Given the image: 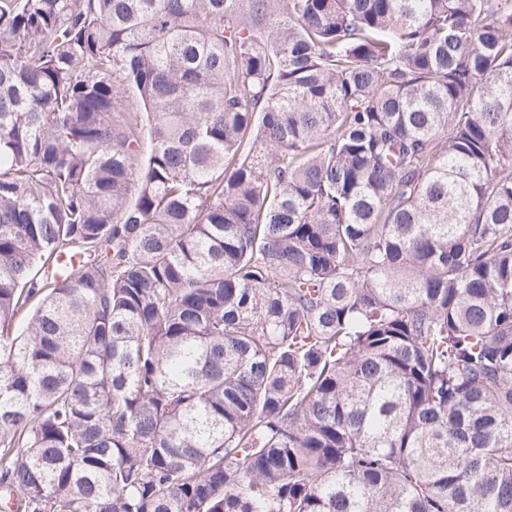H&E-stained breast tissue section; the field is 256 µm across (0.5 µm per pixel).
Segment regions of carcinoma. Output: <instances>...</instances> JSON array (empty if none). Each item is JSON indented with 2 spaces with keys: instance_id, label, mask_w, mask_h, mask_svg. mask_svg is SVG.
<instances>
[{
  "instance_id": "1",
  "label": "carcinoma",
  "mask_w": 512,
  "mask_h": 512,
  "mask_svg": "<svg viewBox=\"0 0 512 512\" xmlns=\"http://www.w3.org/2000/svg\"><path fill=\"white\" fill-rule=\"evenodd\" d=\"M0 508L512 512V0H0Z\"/></svg>"
}]
</instances>
